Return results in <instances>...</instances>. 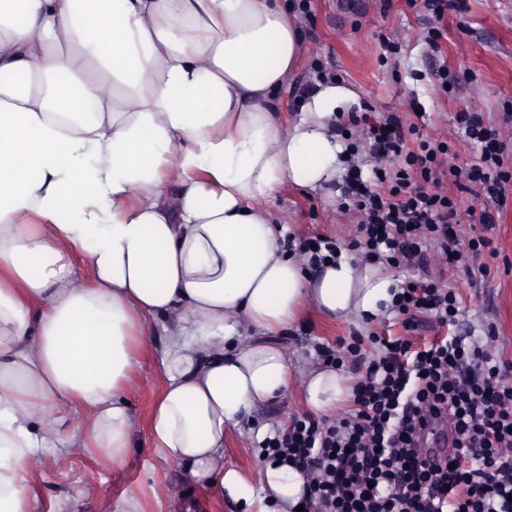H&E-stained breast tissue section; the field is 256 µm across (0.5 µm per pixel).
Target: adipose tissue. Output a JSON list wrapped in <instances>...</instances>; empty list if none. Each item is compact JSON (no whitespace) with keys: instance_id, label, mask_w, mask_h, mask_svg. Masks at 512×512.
<instances>
[{"instance_id":"1","label":"adipose tissue","mask_w":512,"mask_h":512,"mask_svg":"<svg viewBox=\"0 0 512 512\" xmlns=\"http://www.w3.org/2000/svg\"><path fill=\"white\" fill-rule=\"evenodd\" d=\"M301 27L291 0H0V512H34L44 449L124 462L149 318L168 322L151 439L220 493L245 485L225 436L288 387L274 335L306 304L387 310L383 268L310 265L280 243L275 194L343 173L336 125L355 98L323 78L281 119ZM349 390L329 367L302 383L316 414ZM263 479L257 512L305 494L293 468Z\"/></svg>"}]
</instances>
